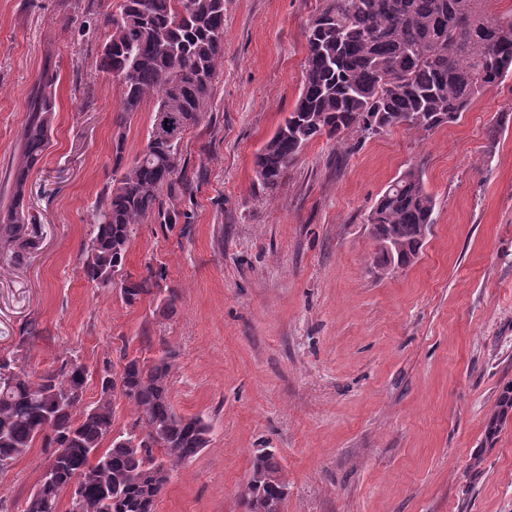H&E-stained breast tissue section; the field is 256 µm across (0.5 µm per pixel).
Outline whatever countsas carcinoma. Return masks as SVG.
<instances>
[{
	"label": "carcinoma",
	"instance_id": "obj_1",
	"mask_svg": "<svg viewBox=\"0 0 512 512\" xmlns=\"http://www.w3.org/2000/svg\"><path fill=\"white\" fill-rule=\"evenodd\" d=\"M486 0H326L306 28L304 81L294 108L255 154L258 186L275 191L305 147L320 136L367 138L397 126L432 132L458 122L489 87L512 77V16L493 19ZM98 67L123 87L112 138L120 177L96 199L83 273L108 287L122 269L136 226L176 224L188 176L180 168L186 132L208 111L224 64V0H121L104 16ZM56 75L43 69L28 103L22 150L7 206L0 210V254L24 266L43 232L25 202L31 171L49 143ZM181 123L173 141L150 124L143 152L125 157L129 117L148 102ZM435 198L420 171L392 180L370 208L376 269L415 263L424 230L434 224ZM153 293L151 278L124 280L133 306ZM174 364L123 355L120 370L105 365L97 401L83 393L88 367L67 357L36 375L14 355H0V471L35 446L56 481L28 496L16 512H145L170 473L210 442L199 416L173 407ZM134 407L126 428L114 429L117 400ZM512 412V385L503 388L487 422L493 438ZM270 453L253 460L242 490L248 512H283L286 487Z\"/></svg>",
	"mask_w": 512,
	"mask_h": 512
}]
</instances>
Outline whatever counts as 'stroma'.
<instances>
[{
  "mask_svg": "<svg viewBox=\"0 0 512 512\" xmlns=\"http://www.w3.org/2000/svg\"><path fill=\"white\" fill-rule=\"evenodd\" d=\"M120 0H0V206L20 155L31 89L58 77L57 107L27 200L39 254L0 261V354L40 373L78 356L85 401L104 363L171 350L177 413L210 426L155 512H246L256 451L274 453L283 512H512V419L485 425L512 383V77L458 123L315 139L274 195L254 156L298 100L305 30L325 0H224V66L184 140L179 223L138 225L122 279L159 273L126 305L120 281L83 274L92 206L110 184L120 81L98 71L104 16ZM436 200L419 260L370 270L374 201L407 168ZM179 299L162 308L168 292ZM37 335L19 341L27 323ZM151 343H143V336ZM39 449L0 473V502L35 489Z\"/></svg>",
  "mask_w": 512,
  "mask_h": 512,
  "instance_id": "obj_1",
  "label": "stroma"
}]
</instances>
